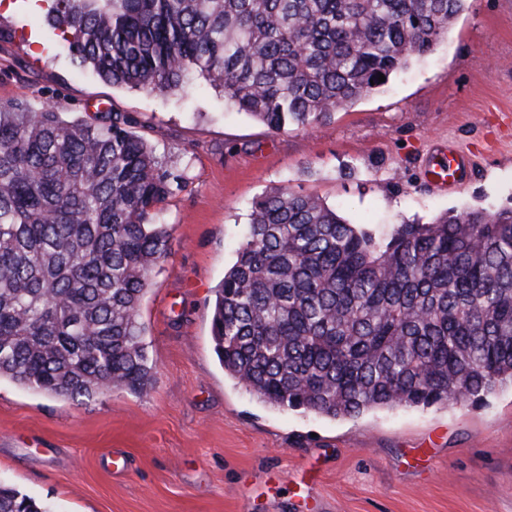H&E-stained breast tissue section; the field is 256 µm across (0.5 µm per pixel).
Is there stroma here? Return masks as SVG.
Listing matches in <instances>:
<instances>
[{
    "instance_id": "1",
    "label": "stroma",
    "mask_w": 512,
    "mask_h": 512,
    "mask_svg": "<svg viewBox=\"0 0 512 512\" xmlns=\"http://www.w3.org/2000/svg\"><path fill=\"white\" fill-rule=\"evenodd\" d=\"M28 0H0V104L131 113L186 181L158 216L170 254L140 307L155 379L76 402L0 379V482L53 512H512V385L477 403L330 419L261 402L225 374L214 290L256 200L288 185L387 237L450 210L512 207V0H466L430 55L305 131L273 133L201 75L188 92L72 67ZM452 141L474 175L421 179Z\"/></svg>"
}]
</instances>
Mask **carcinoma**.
Returning a JSON list of instances; mask_svg holds the SVG:
<instances>
[{
    "label": "carcinoma",
    "mask_w": 512,
    "mask_h": 512,
    "mask_svg": "<svg viewBox=\"0 0 512 512\" xmlns=\"http://www.w3.org/2000/svg\"><path fill=\"white\" fill-rule=\"evenodd\" d=\"M77 70L185 91L197 72L273 132L306 130L431 52L464 0H45ZM127 112L0 105V379L71 400L154 379L139 310L184 175ZM224 373L329 417L464 404L512 384V208L390 238L313 193L257 200L215 291ZM0 512H52L0 484Z\"/></svg>",
    "instance_id": "cac0c4a2"
}]
</instances>
